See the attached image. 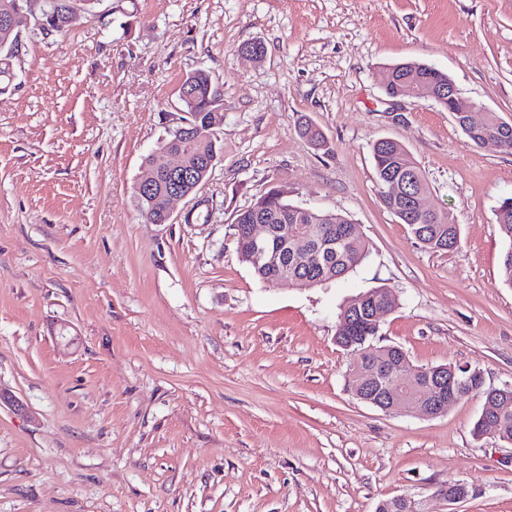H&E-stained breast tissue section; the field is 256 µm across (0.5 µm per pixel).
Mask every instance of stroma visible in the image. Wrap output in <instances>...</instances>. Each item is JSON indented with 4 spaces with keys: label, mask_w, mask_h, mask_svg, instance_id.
Returning a JSON list of instances; mask_svg holds the SVG:
<instances>
[{
    "label": "stroma",
    "mask_w": 512,
    "mask_h": 512,
    "mask_svg": "<svg viewBox=\"0 0 512 512\" xmlns=\"http://www.w3.org/2000/svg\"><path fill=\"white\" fill-rule=\"evenodd\" d=\"M67 35H24L0 92V512H376L462 480L458 512H512V445L445 414L357 399L341 307L375 287L397 305L380 345L416 366L512 384V243L496 222L512 154L380 73L415 60L512 123V0H71ZM258 40L262 59L242 55ZM210 72L222 154L201 188L147 224L132 187ZM308 122L321 150L299 133ZM403 144L454 214L434 252L379 195L372 145ZM345 216L366 240L345 279L262 282L233 223L268 189Z\"/></svg>",
    "instance_id": "stroma-1"
}]
</instances>
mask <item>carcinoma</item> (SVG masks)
Here are the masks:
<instances>
[{
  "label": "carcinoma",
  "mask_w": 512,
  "mask_h": 512,
  "mask_svg": "<svg viewBox=\"0 0 512 512\" xmlns=\"http://www.w3.org/2000/svg\"><path fill=\"white\" fill-rule=\"evenodd\" d=\"M70 0H46V12L42 17L44 27L52 36H62L79 24L80 15L70 11ZM25 0H0V92L7 89L14 77L13 64L21 52L13 51L19 43V34L27 28ZM180 98L184 105V116L180 123L166 132L156 151L145 157L142 172L134 183L133 194L136 207L143 217L156 222L163 220V198L170 188L167 172L155 165L156 153L168 152L181 156L191 180L183 185L185 193H196L206 181L214 162L222 152L218 137L220 123L213 113L221 111L219 99L212 87V80L205 70L189 75L180 87ZM456 120L467 138L475 145L481 141L494 140L500 147L512 153V135L502 132L494 112L487 114L485 122L476 129L464 125L465 117ZM376 182L385 188V178L396 174L410 184L413 194L427 195L429 184L421 168L406 150L397 149L391 139L377 140L372 147ZM398 218L407 224L416 241L425 249L449 251L460 246V225L452 213L441 210L435 214L412 209ZM496 220L503 236L509 240L501 264L503 283L512 287V197H506L496 210ZM252 224L268 225V235L263 245L264 256L259 258L248 239V228ZM242 262L261 281H281L290 286L310 283L320 285L341 279L356 268L366 257L368 248L355 226L338 214L323 213L295 205L281 197L277 188L269 189L251 207L239 212L233 224ZM305 241L308 258L306 263L295 262L294 251L299 241ZM365 310L358 313L346 302L340 309L336 328V344L344 350L360 353V362H375L390 372L397 369L401 361L408 360L399 347L377 350L373 340L378 336L377 328L369 319V312L385 302H395L392 292L385 287L374 288L364 293ZM403 382L412 391L415 400L427 402L433 394L432 383L417 376L410 366H403ZM499 412L502 416L501 431L507 443L512 445V404L505 408L498 405L489 409V414Z\"/></svg>",
  "instance_id": "carcinoma-1"
}]
</instances>
